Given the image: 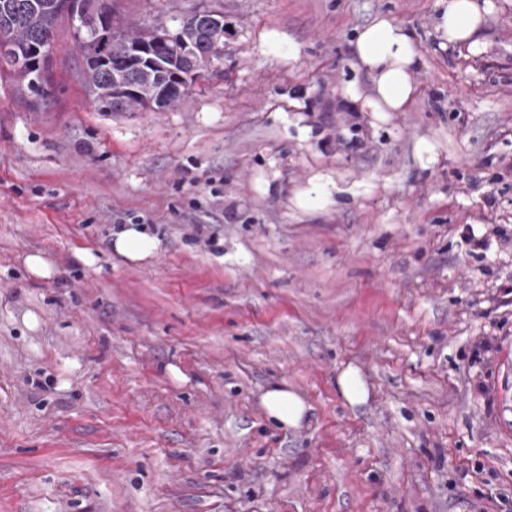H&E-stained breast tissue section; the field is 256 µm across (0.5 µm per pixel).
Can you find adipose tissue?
I'll return each mask as SVG.
<instances>
[{"instance_id": "adipose-tissue-1", "label": "adipose tissue", "mask_w": 512, "mask_h": 512, "mask_svg": "<svg viewBox=\"0 0 512 512\" xmlns=\"http://www.w3.org/2000/svg\"><path fill=\"white\" fill-rule=\"evenodd\" d=\"M492 6V0H448L436 23L439 39L477 47V35ZM354 53L372 78V92L362 94L350 84L344 89L345 97L360 103L366 112L404 111L416 95L412 74L420 57L408 31L388 18H379L357 35ZM113 246L129 260L142 261L158 253L160 242L131 224L116 234ZM261 402L267 416L286 428L300 427L309 410L306 400L284 385L267 390Z\"/></svg>"}]
</instances>
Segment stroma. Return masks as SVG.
I'll return each instance as SVG.
<instances>
[{
  "instance_id": "stroma-1",
  "label": "stroma",
  "mask_w": 512,
  "mask_h": 512,
  "mask_svg": "<svg viewBox=\"0 0 512 512\" xmlns=\"http://www.w3.org/2000/svg\"><path fill=\"white\" fill-rule=\"evenodd\" d=\"M493 2L473 52L441 46L442 0H119L133 29L223 13L184 99L97 111L65 26L42 99L0 78V512H512V0ZM382 16L422 59L403 112L343 96L371 90L354 41ZM119 224L158 254L111 252ZM284 384L310 406L296 429L261 405ZM337 382L342 395L349 403H361L366 399V388L357 369L347 367L340 373Z\"/></svg>"
}]
</instances>
